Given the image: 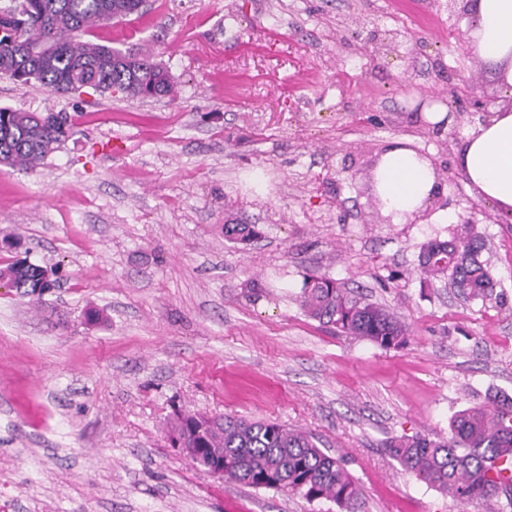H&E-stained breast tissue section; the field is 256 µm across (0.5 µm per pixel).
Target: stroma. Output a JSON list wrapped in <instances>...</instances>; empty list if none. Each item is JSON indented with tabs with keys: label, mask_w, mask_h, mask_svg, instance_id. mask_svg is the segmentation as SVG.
I'll use <instances>...</instances> for the list:
<instances>
[{
	"label": "stroma",
	"mask_w": 512,
	"mask_h": 512,
	"mask_svg": "<svg viewBox=\"0 0 512 512\" xmlns=\"http://www.w3.org/2000/svg\"><path fill=\"white\" fill-rule=\"evenodd\" d=\"M91 30L150 50L162 97L57 95L0 77V107L66 112L72 137L33 172L0 166V264L59 282L0 290L5 512H339L221 480L171 445L175 412L274 421L318 437L363 512H512L415 480L385 444L447 436L453 415L512 397V222L455 162L477 120L464 76L501 98L448 0H149ZM454 113L433 130L424 111ZM397 142L438 168L414 224L384 222L369 174ZM473 215L498 282L465 300L427 286L423 246ZM254 224L250 244L224 237ZM404 317L405 345L335 334L302 311L305 275ZM12 283V290L21 297H30L41 302L44 293L55 288L56 282L50 278L47 268L33 263L27 258L0 265V278Z\"/></svg>",
	"instance_id": "1"
}]
</instances>
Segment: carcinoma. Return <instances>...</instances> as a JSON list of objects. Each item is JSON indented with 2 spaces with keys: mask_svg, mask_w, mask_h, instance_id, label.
<instances>
[{
  "mask_svg": "<svg viewBox=\"0 0 512 512\" xmlns=\"http://www.w3.org/2000/svg\"><path fill=\"white\" fill-rule=\"evenodd\" d=\"M143 0H19L16 14L0 13V77L34 78L56 93L92 88L130 98L166 95L168 71L148 53L135 54L86 41L96 26L141 13ZM73 121L60 112L0 108V165L34 171L61 149ZM251 224H226L224 237L247 243ZM484 242L470 232L431 241L420 255L427 283L448 280L467 299H484L496 287L482 260ZM21 297L41 301L56 286L48 269L28 259L0 265V278ZM300 306L311 319L340 333L361 336L381 349L406 342L408 324L384 306L362 301L326 276L304 278ZM173 432L224 455V478L259 488L324 499L342 512H361L362 493L342 461L324 452L310 432L271 421L232 416L192 420L176 415ZM386 451L415 479L460 502L504 496L512 504V398L472 407L450 421L448 438L401 437Z\"/></svg>",
  "mask_w": 512,
  "mask_h": 512,
  "instance_id": "cac0c4a2",
  "label": "carcinoma"
}]
</instances>
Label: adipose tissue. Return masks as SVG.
Listing matches in <instances>:
<instances>
[{
    "mask_svg": "<svg viewBox=\"0 0 512 512\" xmlns=\"http://www.w3.org/2000/svg\"><path fill=\"white\" fill-rule=\"evenodd\" d=\"M477 23L465 40L494 72L497 84L512 87V0H471ZM456 161L476 195L512 214V108L476 123L459 142ZM372 190L382 213L403 224L421 211L438 190L431 161L405 143L388 146L371 173Z\"/></svg>",
    "mask_w": 512,
    "mask_h": 512,
    "instance_id": "adipose-tissue-1",
    "label": "adipose tissue"
}]
</instances>
